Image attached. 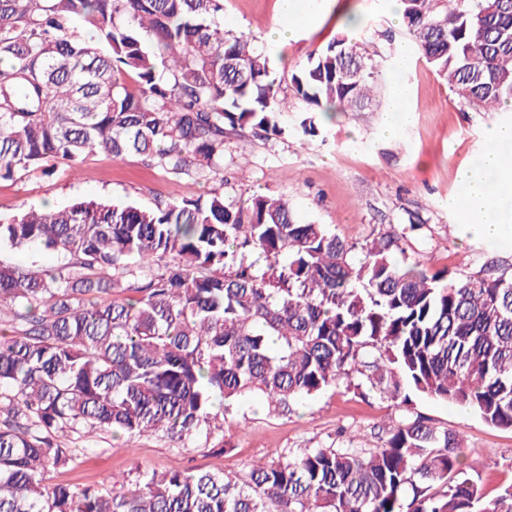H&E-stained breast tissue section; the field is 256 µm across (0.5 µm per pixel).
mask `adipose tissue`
Masks as SVG:
<instances>
[{"mask_svg":"<svg viewBox=\"0 0 512 512\" xmlns=\"http://www.w3.org/2000/svg\"><path fill=\"white\" fill-rule=\"evenodd\" d=\"M489 146L477 168L461 171L462 196L453 200L463 223L480 225L486 240L500 241L502 225L497 216L512 211V162H506L500 147L512 144V124H500L487 133Z\"/></svg>","mask_w":512,"mask_h":512,"instance_id":"ef3b65f1","label":"adipose tissue"}]
</instances>
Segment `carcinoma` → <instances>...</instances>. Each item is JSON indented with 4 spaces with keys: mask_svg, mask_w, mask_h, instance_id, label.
Masks as SVG:
<instances>
[{
    "mask_svg": "<svg viewBox=\"0 0 512 512\" xmlns=\"http://www.w3.org/2000/svg\"><path fill=\"white\" fill-rule=\"evenodd\" d=\"M419 55L468 105L512 104V0H398ZM223 0H0V179L103 151L224 181V141L278 138L288 96L269 56L224 31ZM94 29L87 39L72 27ZM345 27L291 76L313 112H356L386 70ZM393 230L361 246L288 202L212 190L153 208L76 200L21 208L0 242L51 251L52 270L0 260V512H512L420 414L380 447L306 448L242 475L136 471L126 488L55 481L73 441L205 435L244 397L288 414L329 387L414 397L512 429V272L457 277L402 257ZM133 296L122 299L120 295Z\"/></svg>",
    "mask_w": 512,
    "mask_h": 512,
    "instance_id": "obj_1",
    "label": "carcinoma"
}]
</instances>
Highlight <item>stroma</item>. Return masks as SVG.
Returning <instances> with one entry per match:
<instances>
[{"instance_id":"obj_1","label":"stroma","mask_w":512,"mask_h":512,"mask_svg":"<svg viewBox=\"0 0 512 512\" xmlns=\"http://www.w3.org/2000/svg\"><path fill=\"white\" fill-rule=\"evenodd\" d=\"M279 0H224V27L263 48L281 78L307 64L343 28L347 15L360 20L358 38L375 59L410 57L409 67L388 72L370 110L316 115L318 134L265 140L243 131L224 150V184L191 176L173 178L134 155L122 159L100 152L76 173L18 175L0 180V218L19 205L61 207L70 200L104 198L114 204L155 206L171 199L195 198L210 190L232 197L244 191L288 200L300 222L327 224L350 243H364L378 232L407 229L405 256L432 270L466 274L491 259L512 264V215L501 214L506 241L491 244L473 226L460 224L450 200L461 197L460 170L473 167L488 147L486 132L504 123L506 114L480 112L465 105L424 59L416 56L388 0H325L317 21L294 38L274 41L280 21ZM410 86L411 125L395 135L385 132L392 81ZM419 229H410L411 219ZM413 411L439 427L457 431L462 451L478 464V485L494 497L512 484V431L487 424L478 415L426 398H414ZM400 408L376 396L361 399L327 389L287 416L270 414L257 397L242 399L224 423V449L210 451L204 439L186 447L157 436L124 443L99 434L88 451H78L57 479L77 487L108 486L112 476L141 468L165 472L196 469L245 474L253 464L287 452L315 448L336 439L346 428L351 445L378 447L376 429L399 418Z\"/></svg>"}]
</instances>
